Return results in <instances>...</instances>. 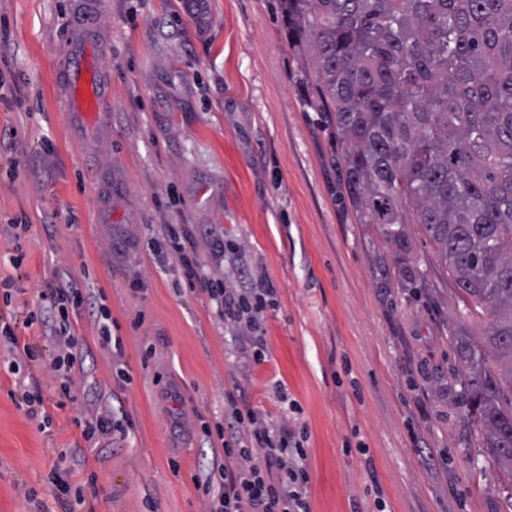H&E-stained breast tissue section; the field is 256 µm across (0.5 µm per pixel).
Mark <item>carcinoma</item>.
<instances>
[{"label": "carcinoma", "mask_w": 512, "mask_h": 512, "mask_svg": "<svg viewBox=\"0 0 512 512\" xmlns=\"http://www.w3.org/2000/svg\"><path fill=\"white\" fill-rule=\"evenodd\" d=\"M341 181L389 242L419 224L483 332L453 335L467 419L512 480V0H279Z\"/></svg>", "instance_id": "1"}]
</instances>
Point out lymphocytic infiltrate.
I'll return each mask as SVG.
<instances>
[{
  "label": "lymphocytic infiltrate",
  "instance_id": "obj_1",
  "mask_svg": "<svg viewBox=\"0 0 512 512\" xmlns=\"http://www.w3.org/2000/svg\"><path fill=\"white\" fill-rule=\"evenodd\" d=\"M162 230L187 281L199 283L224 322L242 323L250 329L244 350L253 360H262L265 339L258 330L266 299L275 292L272 283L263 280L249 288L225 287L222 280L209 277L198 267L194 253L188 252L183 243L181 225L166 224ZM84 305L94 311L98 336L104 344H111L109 308L70 282L42 298L39 313L30 314L26 320L27 325H39L42 335L57 341L59 350L51 367L62 376L60 388L65 395L70 392L67 377L79 347L69 311ZM228 405L224 425L217 430L222 446L214 451L216 469L201 483L210 497L208 512H310L306 428L272 424L259 411L240 408L233 398Z\"/></svg>",
  "mask_w": 512,
  "mask_h": 512
}]
</instances>
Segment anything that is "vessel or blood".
<instances>
[{
	"instance_id": "vessel-or-blood-1",
	"label": "vessel or blood",
	"mask_w": 512,
	"mask_h": 512,
	"mask_svg": "<svg viewBox=\"0 0 512 512\" xmlns=\"http://www.w3.org/2000/svg\"><path fill=\"white\" fill-rule=\"evenodd\" d=\"M65 92L69 126L88 138L99 132L110 88L104 81L94 30H77L69 43Z\"/></svg>"
}]
</instances>
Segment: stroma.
<instances>
[{
  "mask_svg": "<svg viewBox=\"0 0 512 512\" xmlns=\"http://www.w3.org/2000/svg\"><path fill=\"white\" fill-rule=\"evenodd\" d=\"M81 0H0V222L21 220L20 269L0 322L37 345L19 373L0 350V512H207L227 394L305 426L311 512H512L466 423L452 334L456 285L420 225L404 247L339 193L340 148L306 110L310 56L277 0H99L109 122L69 128L64 59ZM182 225L205 273L276 292L266 359L182 281L161 227ZM65 272L103 293L121 351L90 307L62 398L54 340L23 323ZM131 380L118 379V369ZM40 397L30 416L22 396ZM111 433L86 439L80 420Z\"/></svg>",
  "mask_w": 512,
  "mask_h": 512,
  "instance_id": "obj_1",
  "label": "stroma"
}]
</instances>
